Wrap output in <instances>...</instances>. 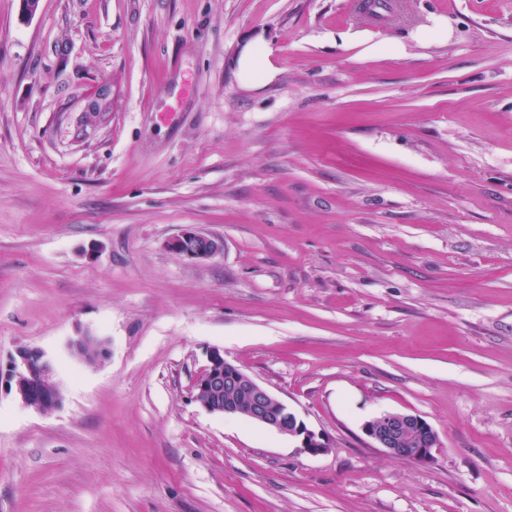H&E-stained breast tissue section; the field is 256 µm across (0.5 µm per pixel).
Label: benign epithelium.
Here are the masks:
<instances>
[{
  "mask_svg": "<svg viewBox=\"0 0 512 512\" xmlns=\"http://www.w3.org/2000/svg\"><path fill=\"white\" fill-rule=\"evenodd\" d=\"M219 240L199 231H185L168 242L172 251L195 262H204L221 250ZM53 368L37 349H21L6 369L0 368V385L7 387L27 407L40 412L56 408L62 400L60 388L50 378ZM36 374L47 380L45 393L36 395L28 379ZM193 399L214 415L245 417L280 435L295 439L309 455L328 448L324 436L307 427L294 412L240 366L210 350L208 364L197 379ZM365 435L388 455L427 464L434 460L439 436L424 419L409 413H382L363 425Z\"/></svg>",
  "mask_w": 512,
  "mask_h": 512,
  "instance_id": "7a95c632",
  "label": "benign epithelium"
}]
</instances>
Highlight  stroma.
Here are the masks:
<instances>
[{
	"label": "stroma",
	"mask_w": 512,
	"mask_h": 512,
	"mask_svg": "<svg viewBox=\"0 0 512 512\" xmlns=\"http://www.w3.org/2000/svg\"><path fill=\"white\" fill-rule=\"evenodd\" d=\"M391 2L0 0V363L63 395L0 388V512H512V0ZM214 348L328 452L197 404ZM272 51L268 47L251 43L242 52L239 65L248 85L270 81L275 74V66L271 61ZM167 246L191 261L204 262L218 254L222 244L218 239L199 231H185L172 238ZM53 368L45 354L37 349H20L15 357H12L5 371L0 368V385H6L9 392L27 407L40 412H48L56 408L62 400V392L54 382H47L52 376ZM40 374L45 379V384L40 378L32 381L33 391L41 388L45 393L33 394L28 388V379ZM45 388H44V386ZM365 435L390 456L418 464L434 460L439 436L420 416L409 413H382L363 425Z\"/></svg>",
	"instance_id": "stroma-1"
}]
</instances>
